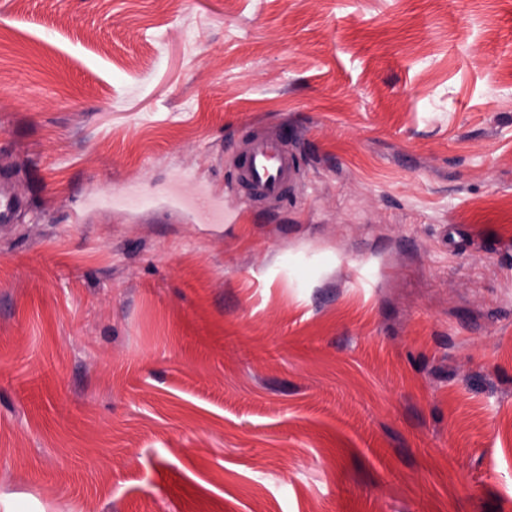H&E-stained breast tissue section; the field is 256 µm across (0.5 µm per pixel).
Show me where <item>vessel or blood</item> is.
Masks as SVG:
<instances>
[{
	"label": "vessel or blood",
	"instance_id": "obj_1",
	"mask_svg": "<svg viewBox=\"0 0 512 512\" xmlns=\"http://www.w3.org/2000/svg\"><path fill=\"white\" fill-rule=\"evenodd\" d=\"M299 168L296 158L279 135L257 132L247 137L234 163V183L244 189L247 198L281 202L287 198L289 185ZM193 213L206 224L232 223V216L222 215L210 194H201Z\"/></svg>",
	"mask_w": 512,
	"mask_h": 512
}]
</instances>
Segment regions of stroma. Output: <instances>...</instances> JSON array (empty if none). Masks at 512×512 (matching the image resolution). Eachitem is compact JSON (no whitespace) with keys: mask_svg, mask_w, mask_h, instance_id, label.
Here are the masks:
<instances>
[{"mask_svg":"<svg viewBox=\"0 0 512 512\" xmlns=\"http://www.w3.org/2000/svg\"><path fill=\"white\" fill-rule=\"evenodd\" d=\"M0 179V512H512V0H0ZM299 168L280 135L257 132L247 137L234 163V185L256 201L282 202ZM193 213L195 217L206 224H221L223 220L226 224H233L236 221L235 216L224 215L221 213L216 200L208 193H203L198 198Z\"/></svg>","mask_w":512,"mask_h":512,"instance_id":"obj_1","label":"stroma"}]
</instances>
